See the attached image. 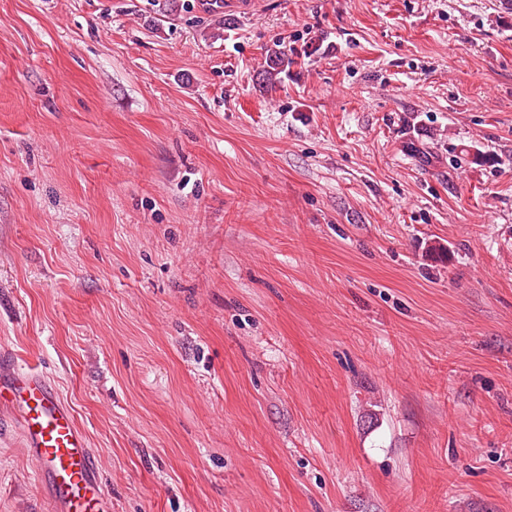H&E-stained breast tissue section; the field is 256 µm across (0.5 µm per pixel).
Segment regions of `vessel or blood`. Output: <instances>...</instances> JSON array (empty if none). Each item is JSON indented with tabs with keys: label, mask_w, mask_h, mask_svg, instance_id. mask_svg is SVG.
<instances>
[{
	"label": "vessel or blood",
	"mask_w": 512,
	"mask_h": 512,
	"mask_svg": "<svg viewBox=\"0 0 512 512\" xmlns=\"http://www.w3.org/2000/svg\"><path fill=\"white\" fill-rule=\"evenodd\" d=\"M0 407L19 426L52 512H106L101 471L70 407L44 374L20 371L0 355Z\"/></svg>",
	"instance_id": "vessel-or-blood-1"
}]
</instances>
